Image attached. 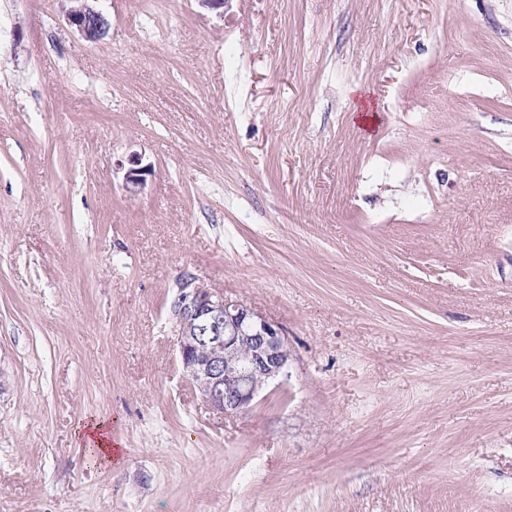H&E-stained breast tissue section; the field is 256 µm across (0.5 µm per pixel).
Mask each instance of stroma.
Here are the masks:
<instances>
[{"instance_id": "35a3bbf8", "label": "stroma", "mask_w": 512, "mask_h": 512, "mask_svg": "<svg viewBox=\"0 0 512 512\" xmlns=\"http://www.w3.org/2000/svg\"><path fill=\"white\" fill-rule=\"evenodd\" d=\"M99 7L0 0V512H512V0ZM184 277L285 331L245 412ZM65 11L68 25L86 41L94 42L102 38L109 29V20L98 8L100 0H66ZM129 168L125 173V187L128 192H136L146 181L149 168L142 166V160L138 156H131L128 160ZM107 426L108 423L105 421L92 420L86 425V432L81 437L85 439L84 444L88 447L89 451H92V455H96L97 460L111 463L112 448L115 452L114 458L121 454L122 448H117V444L112 446L111 429L107 428Z\"/></svg>"}]
</instances>
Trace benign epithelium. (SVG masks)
I'll return each mask as SVG.
<instances>
[{
	"instance_id": "obj_1",
	"label": "benign epithelium",
	"mask_w": 512,
	"mask_h": 512,
	"mask_svg": "<svg viewBox=\"0 0 512 512\" xmlns=\"http://www.w3.org/2000/svg\"><path fill=\"white\" fill-rule=\"evenodd\" d=\"M68 25L86 41L102 38L109 20L99 0H67ZM149 169L129 158L125 187L136 192ZM183 376L215 410L246 411L270 383L288 376L291 351L282 328L252 308L183 279L173 310Z\"/></svg>"
}]
</instances>
